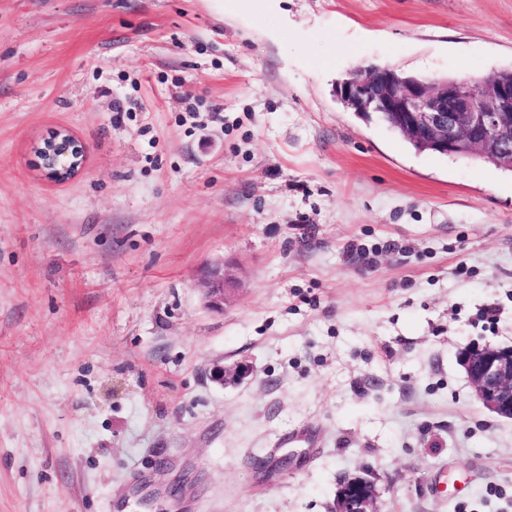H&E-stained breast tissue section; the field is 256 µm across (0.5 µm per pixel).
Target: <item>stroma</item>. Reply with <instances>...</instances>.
<instances>
[{"instance_id": "stroma-1", "label": "stroma", "mask_w": 512, "mask_h": 512, "mask_svg": "<svg viewBox=\"0 0 512 512\" xmlns=\"http://www.w3.org/2000/svg\"><path fill=\"white\" fill-rule=\"evenodd\" d=\"M359 65L510 68L512 0H0V512H512L458 361L512 345V173L344 108ZM37 154L49 178L65 180L81 168L86 147L69 132L57 131L37 147ZM199 286L206 304L223 311L224 305L241 287V280L233 270L224 266V261H214L203 267ZM336 496V512H380L373 485L360 477L343 482Z\"/></svg>"}]
</instances>
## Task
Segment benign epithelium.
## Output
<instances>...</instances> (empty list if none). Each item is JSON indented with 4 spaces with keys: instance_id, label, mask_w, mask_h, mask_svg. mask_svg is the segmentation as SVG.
Returning a JSON list of instances; mask_svg holds the SVG:
<instances>
[{
    "instance_id": "7a95c632",
    "label": "benign epithelium",
    "mask_w": 512,
    "mask_h": 512,
    "mask_svg": "<svg viewBox=\"0 0 512 512\" xmlns=\"http://www.w3.org/2000/svg\"><path fill=\"white\" fill-rule=\"evenodd\" d=\"M346 107L362 113L389 112L402 135L423 149L445 156L474 158L512 169V83L493 76L402 78L393 68L354 69L337 89ZM46 175L65 180L82 166L86 147L67 131H57L37 147ZM206 304L214 310L241 287L222 261L206 264L199 278ZM460 365L485 409L512 420V345H473L459 354ZM336 512H380L373 485L360 477L343 482Z\"/></svg>"
}]
</instances>
